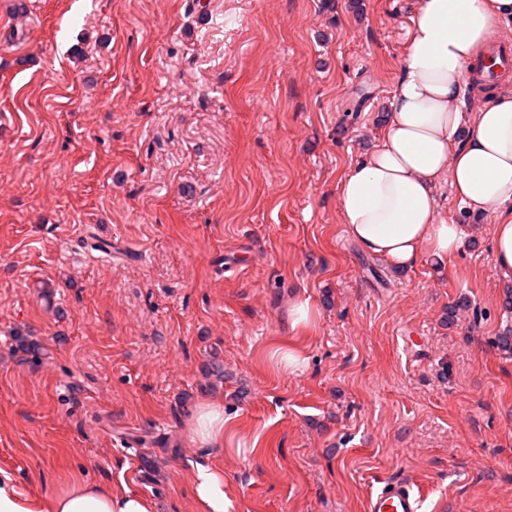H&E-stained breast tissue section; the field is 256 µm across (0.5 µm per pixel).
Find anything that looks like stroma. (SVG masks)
Segmentation results:
<instances>
[{"mask_svg":"<svg viewBox=\"0 0 512 512\" xmlns=\"http://www.w3.org/2000/svg\"><path fill=\"white\" fill-rule=\"evenodd\" d=\"M29 4L0 0V470L18 489L79 476L198 512L205 460L229 512H365L397 477L420 512H512L490 222L441 181L468 244L396 273L339 215L416 0ZM300 300L316 319L294 330ZM213 400L241 447L193 440Z\"/></svg>","mask_w":512,"mask_h":512,"instance_id":"stroma-1","label":"stroma"}]
</instances>
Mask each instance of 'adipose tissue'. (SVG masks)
<instances>
[{
	"label": "adipose tissue",
	"instance_id": "adipose-tissue-1",
	"mask_svg": "<svg viewBox=\"0 0 512 512\" xmlns=\"http://www.w3.org/2000/svg\"><path fill=\"white\" fill-rule=\"evenodd\" d=\"M510 23L512 0H417L380 138L338 184L346 234L392 269L410 268L424 255L442 263L465 247L463 225L437 210L435 192L445 178L470 214L491 216L500 285L512 288V91L472 114L461 107L480 50ZM225 424L219 401L199 406L190 419L204 447H223ZM191 482L199 512H229L223 468L197 464ZM0 512H157V503L85 478L31 499L0 471Z\"/></svg>",
	"mask_w": 512,
	"mask_h": 512
}]
</instances>
